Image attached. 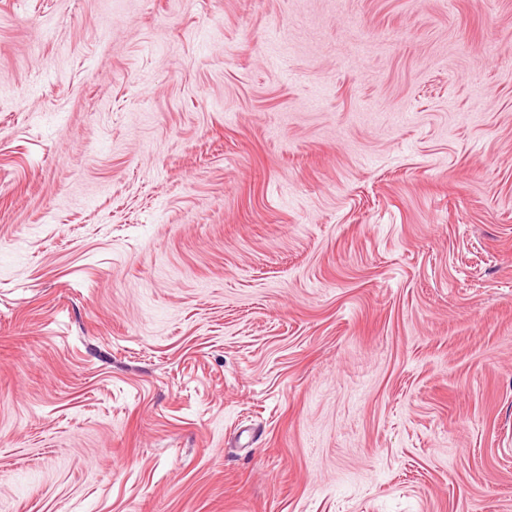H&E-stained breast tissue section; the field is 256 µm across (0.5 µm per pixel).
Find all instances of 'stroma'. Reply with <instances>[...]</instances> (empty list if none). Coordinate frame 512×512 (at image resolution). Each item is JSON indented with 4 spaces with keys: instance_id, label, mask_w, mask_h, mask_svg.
Listing matches in <instances>:
<instances>
[{
    "instance_id": "obj_1",
    "label": "stroma",
    "mask_w": 512,
    "mask_h": 512,
    "mask_svg": "<svg viewBox=\"0 0 512 512\" xmlns=\"http://www.w3.org/2000/svg\"><path fill=\"white\" fill-rule=\"evenodd\" d=\"M0 512H512V0H0Z\"/></svg>"
}]
</instances>
